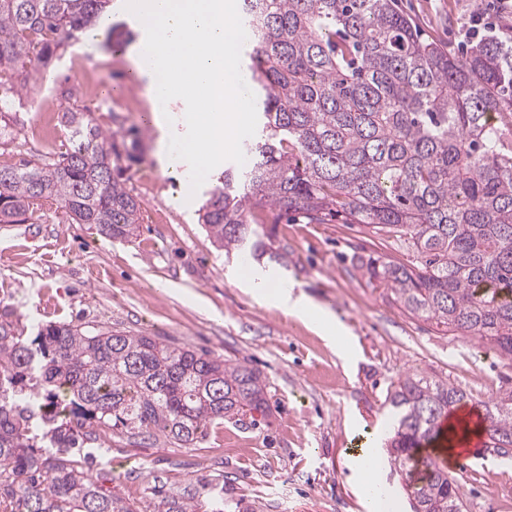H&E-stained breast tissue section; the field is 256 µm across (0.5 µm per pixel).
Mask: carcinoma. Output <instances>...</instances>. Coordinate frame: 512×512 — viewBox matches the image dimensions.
Wrapping results in <instances>:
<instances>
[{
	"label": "carcinoma",
	"instance_id": "1",
	"mask_svg": "<svg viewBox=\"0 0 512 512\" xmlns=\"http://www.w3.org/2000/svg\"><path fill=\"white\" fill-rule=\"evenodd\" d=\"M112 0H0V110L29 68L97 25ZM257 128L245 166L224 165L201 223L228 254L283 262L274 232L248 203L321 223L340 217L417 254L404 265L360 258L369 282L412 318L475 339L512 362V23L465 52L424 39L395 0H243ZM70 147L0 165V224H23L46 202L112 239L136 235L141 204L116 139L77 107ZM453 383L409 371L390 384L397 413L391 463L404 470L466 404ZM254 368L110 327L59 323L24 335L0 322V512H147L104 487L91 457L117 434L180 447L226 417L267 415ZM486 447L512 452V389L485 404ZM412 512H466L448 467L425 464L407 485ZM154 512H224V481L154 486Z\"/></svg>",
	"mask_w": 512,
	"mask_h": 512
}]
</instances>
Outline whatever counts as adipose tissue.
<instances>
[{
    "mask_svg": "<svg viewBox=\"0 0 512 512\" xmlns=\"http://www.w3.org/2000/svg\"><path fill=\"white\" fill-rule=\"evenodd\" d=\"M244 279L246 287L259 301L277 306L285 314L300 320L329 343L335 344L339 352H347L348 338L343 335L341 325L328 310L304 295L295 294L292 285L288 282L273 280L258 272L246 273ZM378 464L379 457L376 449L367 443L361 444L357 452L344 461L345 467L356 477L361 495L374 506L376 512H383L390 494L380 487L374 476Z\"/></svg>",
    "mask_w": 512,
    "mask_h": 512,
    "instance_id": "obj_1",
    "label": "adipose tissue"
}]
</instances>
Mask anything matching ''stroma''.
Segmentation results:
<instances>
[{
  "instance_id": "obj_1",
  "label": "stroma",
  "mask_w": 512,
  "mask_h": 512,
  "mask_svg": "<svg viewBox=\"0 0 512 512\" xmlns=\"http://www.w3.org/2000/svg\"><path fill=\"white\" fill-rule=\"evenodd\" d=\"M495 0H398L430 41L463 47L474 16L497 21ZM111 27L60 51L7 107L12 135L0 145V164L69 147L66 130L46 141L33 136L42 113L79 105L107 132L140 131L141 158L126 172L142 206L136 236L120 241L93 224L73 223L63 208L37 211L25 224H0V315L13 314L25 335L49 323L109 326L159 336L257 369L270 409L258 421L225 420L192 448L148 439H113L93 460L112 474V489L147 504L155 476L184 485L223 477L227 512H367L342 461L360 441L389 429L386 402L393 380L416 370L449 380L471 404L512 387V363L477 341L448 336L432 322L408 317L383 289L369 285L356 256L388 255L403 263L414 253L331 218L275 227L288 253L277 275L332 311L348 329L351 355L281 310L256 300L237 277L245 258L226 259L198 222L205 194L178 206L180 176L162 174L154 156L156 106L131 82L134 44L117 50L124 30ZM72 89L65 98L63 89ZM468 512H512V457L492 450L449 465Z\"/></svg>"
}]
</instances>
